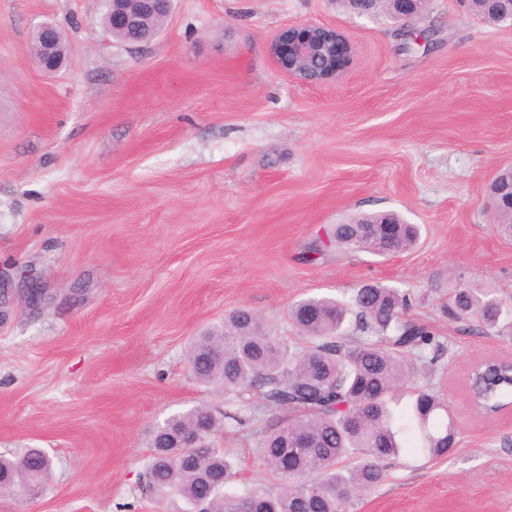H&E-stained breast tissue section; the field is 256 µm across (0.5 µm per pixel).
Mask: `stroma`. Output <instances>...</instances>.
I'll return each instance as SVG.
<instances>
[{
	"label": "stroma",
	"mask_w": 512,
	"mask_h": 512,
	"mask_svg": "<svg viewBox=\"0 0 512 512\" xmlns=\"http://www.w3.org/2000/svg\"><path fill=\"white\" fill-rule=\"evenodd\" d=\"M105 0H0V453L45 449L46 492L0 512H187L151 492L154 430L225 398L186 360L203 330L245 307L301 345L294 302L365 283L412 290L406 320L450 351L428 379L450 406V455H403L352 512H512V414L473 412L476 361L512 338L448 318V286L485 281L512 306V238L488 208L512 168V25L467 0H427L414 26L337 0H174L163 29L126 44ZM336 27L350 66L320 86L279 70L283 28ZM64 34L55 75L29 50ZM395 211L418 245L337 250L332 228ZM264 421L225 426L238 477L264 470Z\"/></svg>",
	"instance_id": "35a3bbf8"
}]
</instances>
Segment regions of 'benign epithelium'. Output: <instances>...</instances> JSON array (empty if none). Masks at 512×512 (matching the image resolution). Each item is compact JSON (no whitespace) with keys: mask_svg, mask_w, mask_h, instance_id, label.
I'll return each instance as SVG.
<instances>
[{"mask_svg":"<svg viewBox=\"0 0 512 512\" xmlns=\"http://www.w3.org/2000/svg\"><path fill=\"white\" fill-rule=\"evenodd\" d=\"M112 29H142L146 19L167 16L171 0H107ZM393 21L409 28L414 16L413 0H393ZM41 49L35 57L38 67L47 74L59 71L64 63V47L57 29L43 23ZM279 69L309 85H318L339 76L351 63L353 47L333 26L305 23L282 29L269 46ZM491 205L498 209L512 205V176L500 174L493 182Z\"/></svg>","mask_w":512,"mask_h":512,"instance_id":"benign-epithelium-1","label":"benign epithelium"}]
</instances>
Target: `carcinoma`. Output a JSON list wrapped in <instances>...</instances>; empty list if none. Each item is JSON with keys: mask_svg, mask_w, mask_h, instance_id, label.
I'll return each instance as SVG.
<instances>
[{"mask_svg": "<svg viewBox=\"0 0 512 512\" xmlns=\"http://www.w3.org/2000/svg\"><path fill=\"white\" fill-rule=\"evenodd\" d=\"M344 5L390 17L387 0ZM469 8L488 22H504L485 0H469ZM395 221L392 212L355 216L336 225V248L379 256L404 251L417 239L416 225H400L399 234L383 242L368 233L371 226ZM413 300L409 290L379 284L340 298L303 299L288 316L308 345L293 349L248 309L205 330L190 346L188 367L198 381L224 392L231 410L221 420L198 407L154 432L148 487L181 496L195 512H351L362 494L386 480L383 463L406 453L430 459L448 454L456 439L448 405L419 384L447 348L427 328L401 320ZM448 314L482 333L512 332L496 290L480 282L450 287ZM470 377L469 399L477 413L512 409L511 358L481 362ZM405 391L412 403L397 413L393 405ZM257 404L274 415L255 448L269 478L240 485L235 463L212 436L224 422L249 425ZM200 429L205 439L199 447H172L179 434ZM51 471L48 456L37 448L0 455V494L16 495L24 486L39 493Z\"/></svg>", "mask_w": 512, "mask_h": 512, "instance_id": "obj_1", "label": "carcinoma"}]
</instances>
